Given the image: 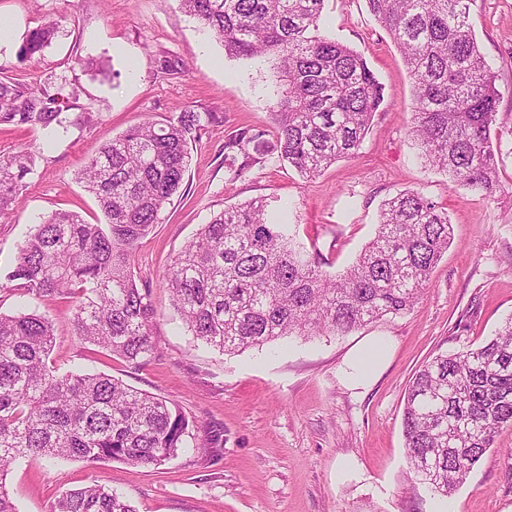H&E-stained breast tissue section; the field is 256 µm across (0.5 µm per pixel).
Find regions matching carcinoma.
Wrapping results in <instances>:
<instances>
[{"label": "carcinoma", "mask_w": 512, "mask_h": 512, "mask_svg": "<svg viewBox=\"0 0 512 512\" xmlns=\"http://www.w3.org/2000/svg\"><path fill=\"white\" fill-rule=\"evenodd\" d=\"M180 2L227 55L277 60L273 115L282 161L311 180L355 157L383 88L361 52L321 32L325 0ZM470 2L366 0L412 80L410 133L421 158L454 186L491 196L500 187L493 131L501 93L472 30ZM58 29L55 21L34 28L22 53L42 51ZM55 103L42 89L0 79V124H59ZM212 118L184 109L106 143L79 172L105 223L52 213L19 247L8 275L33 301L71 300L77 339L133 368L159 354L151 288L136 281L134 252L160 222L189 168L190 143ZM33 165L25 150L0 158V216L13 210ZM450 239L447 209L405 191L383 204L375 236L355 260L331 275L288 225L269 220L265 201L253 199L201 225L161 280L195 341L235 353L289 336L343 335L410 311ZM54 344L44 315L0 313V512H18L5 482L21 457L155 467L190 447V421L179 408L104 373H58L50 364ZM504 427H512V318L484 345L426 362L403 411L409 463L444 497L466 482ZM54 512L136 509L112 488L90 484L65 492Z\"/></svg>", "instance_id": "carcinoma-1"}]
</instances>
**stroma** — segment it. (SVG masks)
Instances as JSON below:
<instances>
[{
  "mask_svg": "<svg viewBox=\"0 0 512 512\" xmlns=\"http://www.w3.org/2000/svg\"><path fill=\"white\" fill-rule=\"evenodd\" d=\"M1 17L12 35L0 45V75L55 93L62 122L0 125V158L25 149L35 160L14 212L0 217V312L16 313L26 302L7 275L36 224L58 210L101 218L77 174L103 144L187 107L214 115L190 145L177 194L135 251L134 274L152 288L159 356L132 368L76 339L68 300L37 305L55 328L50 361L58 372L106 373L176 404L204 445L157 468L18 460L5 487L19 512H53L62 493L91 483L112 487L137 512H439L443 497L415 477L406 458L404 399L424 361L477 348L512 317V0L470 3L501 93L500 188L490 197L456 188L424 165L409 133L411 80L365 0H326L323 28L365 54L384 100L357 156L313 180L299 177L275 149L274 60L226 55L179 0H0ZM45 20L58 21L57 36L23 57L29 32ZM99 56L110 60L106 73L83 67ZM167 58L182 63L181 73L162 70ZM242 131L256 136L248 155H225V141ZM407 190L447 208L453 227L447 253L408 313L346 335L224 354L194 342L159 279L213 213L254 198L284 214L323 271L338 273L374 237L383 201ZM370 337L385 342L388 363L370 387L349 388L340 368ZM452 500L458 512H512V428L499 431Z\"/></svg>",
  "mask_w": 512,
  "mask_h": 512,
  "instance_id": "obj_1",
  "label": "stroma"
}]
</instances>
